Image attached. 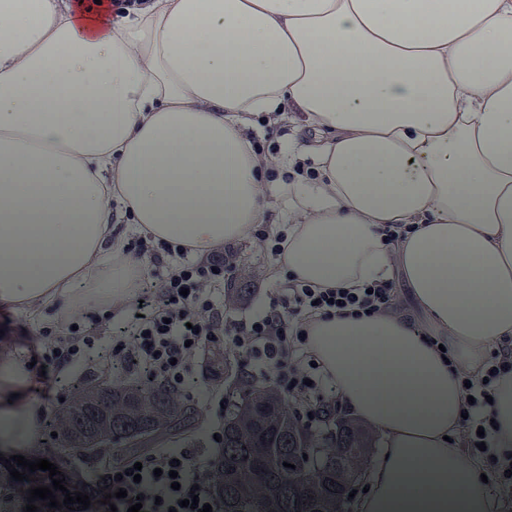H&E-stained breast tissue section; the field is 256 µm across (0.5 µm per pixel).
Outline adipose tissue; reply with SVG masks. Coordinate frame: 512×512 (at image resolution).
Instances as JSON below:
<instances>
[{
    "mask_svg": "<svg viewBox=\"0 0 512 512\" xmlns=\"http://www.w3.org/2000/svg\"><path fill=\"white\" fill-rule=\"evenodd\" d=\"M258 113L309 135L259 153ZM123 218L196 257L273 218L288 280L401 283L300 340L381 440L357 512H498L461 432L512 339V0H0V307L132 299ZM36 391L0 363V450ZM491 414L511 454L512 374Z\"/></svg>",
    "mask_w": 512,
    "mask_h": 512,
    "instance_id": "1",
    "label": "adipose tissue"
}]
</instances>
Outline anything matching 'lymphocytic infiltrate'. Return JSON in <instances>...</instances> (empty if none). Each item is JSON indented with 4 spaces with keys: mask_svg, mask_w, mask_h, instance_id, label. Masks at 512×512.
Masks as SVG:
<instances>
[{
    "mask_svg": "<svg viewBox=\"0 0 512 512\" xmlns=\"http://www.w3.org/2000/svg\"><path fill=\"white\" fill-rule=\"evenodd\" d=\"M237 268L232 249L216 250L189 267L169 273L166 279H142L139 300L132 305L133 316L126 328L130 350L113 349L114 362L128 364L129 351L149 358L161 383L171 384L182 376V363L191 350L201 349L214 337L231 339L238 356L236 374L241 383L274 376L284 393L312 386L324 387L320 375H308L291 361V337L299 335L304 313L372 311L395 304L394 288L373 285L371 293L353 294L345 290H318L291 284L275 294L256 318L235 322L223 307L202 300L208 284L232 278Z\"/></svg>",
    "mask_w": 512,
    "mask_h": 512,
    "instance_id": "obj_1",
    "label": "lymphocytic infiltrate"
}]
</instances>
